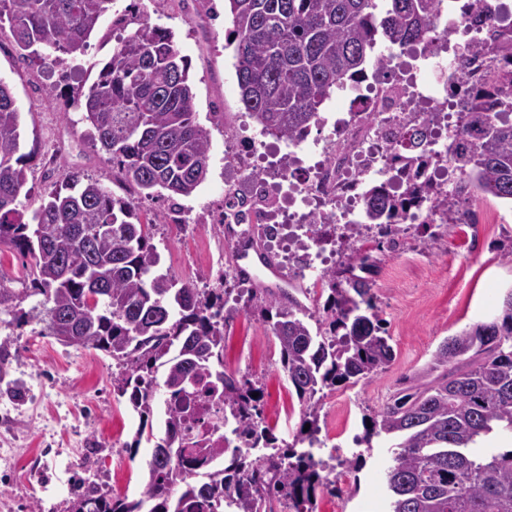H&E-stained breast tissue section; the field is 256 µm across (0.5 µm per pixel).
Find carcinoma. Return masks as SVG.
Wrapping results in <instances>:
<instances>
[{"instance_id":"cac0c4a2","label":"carcinoma","mask_w":512,"mask_h":512,"mask_svg":"<svg viewBox=\"0 0 512 512\" xmlns=\"http://www.w3.org/2000/svg\"><path fill=\"white\" fill-rule=\"evenodd\" d=\"M232 16L240 100L265 135L301 141L321 122L319 109L333 90L363 73L380 36L414 50L441 38L433 25L440 0H228ZM113 0H0L16 46L40 62L64 63L86 53L92 32ZM463 16H507L496 0H466ZM136 28L112 49L96 81L73 103L92 127V142L110 156L139 193L190 196L205 180L210 131L197 119L189 66L171 30L133 20ZM500 58L479 84L466 72L445 171L459 173L453 191L421 181L416 158L392 146L397 163L389 187L369 191L367 231L343 228L347 253L323 273L330 294L323 319H314L292 292L263 289L256 309L277 338L281 366L301 404L297 441L319 432V393L352 387L392 362L381 320L374 312L381 259L366 246L369 232L396 245L398 218L426 202L440 212L429 238L451 224H475L473 201H512V24L489 30ZM19 111L0 81V247L31 259L29 286L0 277V314L16 324L22 308L41 297L48 334H69L66 346L98 350L124 368L119 389L140 418L135 445L154 438L163 388L164 438L148 461L138 499L92 485L75 494L70 512H314L317 489L327 484V463L280 448L263 425L257 388L224 372V292H199L167 275L153 274L160 256L150 243L132 199L113 197L99 181L73 178L65 190L41 200L32 222L19 197L26 177ZM430 125L410 128V147L424 157ZM428 381L397 393L372 416L362 441L392 439L384 470L386 512H512V450L485 447L492 436L512 434V288L487 321L446 338L436 350ZM209 379L222 392L224 413L240 423L246 444L272 452L255 458L239 448L206 481L198 457L222 448L174 447L178 409ZM310 428H305V425Z\"/></svg>"}]
</instances>
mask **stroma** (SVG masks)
I'll return each mask as SVG.
<instances>
[{
	"mask_svg": "<svg viewBox=\"0 0 512 512\" xmlns=\"http://www.w3.org/2000/svg\"><path fill=\"white\" fill-rule=\"evenodd\" d=\"M140 16L172 30L189 65L198 121L211 133L206 181L174 205L138 194L91 140V127L74 106L77 92L96 79L93 64L107 59L124 37L117 17ZM227 0H114L91 35L84 57L64 65L22 55L9 31L0 32V81L9 85L20 112V153L32 200L59 189L66 176L98 180L114 195L131 197L141 220H155L153 243L159 272L201 291L226 289L224 370L252 382L261 393L262 417L279 447L293 444L301 406L288 385L280 347L269 325L245 299L229 292L225 268L232 249L214 217L224 199V173L241 144L261 136V158L275 156L284 141L260 135L240 101ZM478 222L460 224L430 241L413 224L395 250L385 251L376 277V312L395 358L370 379L339 387L321 401L320 435L345 446L364 435L370 417L395 391L408 387L438 346L463 328L490 320L494 301L512 287V204L479 200ZM44 324L0 323V342L14 356L0 383V410L13 419L7 435L30 477L18 481L0 469V501L14 512H67L78 482L137 498L153 446L136 443L140 419L118 389L119 369L93 349L68 347L44 335ZM137 452H129V444ZM387 444H359L348 461V479L317 490L315 512H382L379 475L389 462Z\"/></svg>",
	"mask_w": 512,
	"mask_h": 512,
	"instance_id": "stroma-1",
	"label": "stroma"
}]
</instances>
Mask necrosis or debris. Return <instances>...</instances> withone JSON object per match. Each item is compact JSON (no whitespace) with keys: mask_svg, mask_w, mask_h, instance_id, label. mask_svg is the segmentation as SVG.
Masks as SVG:
<instances>
[{"mask_svg":"<svg viewBox=\"0 0 512 512\" xmlns=\"http://www.w3.org/2000/svg\"><path fill=\"white\" fill-rule=\"evenodd\" d=\"M460 10L461 0H442L439 14L446 19L447 39L419 51L402 78L384 82L368 74L350 82L351 91L363 92L366 112L350 105L337 114L328 138L297 142L300 154L289 168L277 162L258 166L255 144L238 150L236 175L249 180L253 192L246 214L228 207L221 221L238 225L242 237L253 236L258 224L282 225L289 245L286 260L297 265L300 287L318 283L327 263L322 246L306 235L305 224L315 221L343 227L359 221L368 190L387 183L391 162L378 144L381 133L397 131L403 122H420L437 112L441 120L433 126L431 148L446 152V117L455 101L448 74L458 70L463 61L452 39L457 36L467 43H481L488 37L487 26H459L456 16ZM226 431L221 404L198 397L183 406L179 437L184 447H223Z\"/></svg>","mask_w":512,"mask_h":512,"instance_id":"obj_1","label":"necrosis or debris"}]
</instances>
